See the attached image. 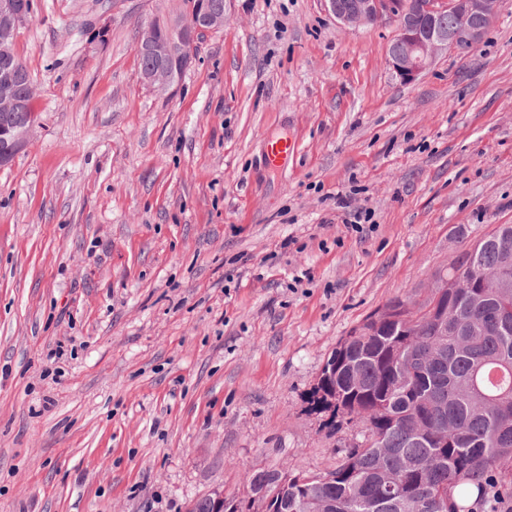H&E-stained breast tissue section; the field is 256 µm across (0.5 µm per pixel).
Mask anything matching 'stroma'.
<instances>
[{
	"instance_id": "1",
	"label": "stroma",
	"mask_w": 512,
	"mask_h": 512,
	"mask_svg": "<svg viewBox=\"0 0 512 512\" xmlns=\"http://www.w3.org/2000/svg\"><path fill=\"white\" fill-rule=\"evenodd\" d=\"M181 4L33 0L17 30L38 119L0 167V512H187L335 468L366 435L308 407L338 343L424 298L456 229L512 224V0L410 84L394 22L224 0L158 91L136 43Z\"/></svg>"
}]
</instances>
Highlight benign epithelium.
<instances>
[{"mask_svg": "<svg viewBox=\"0 0 512 512\" xmlns=\"http://www.w3.org/2000/svg\"><path fill=\"white\" fill-rule=\"evenodd\" d=\"M330 13L347 26L369 25L393 14V0H326ZM499 0H407L404 18L389 46L388 60L404 83L414 82L433 63L440 50H453L459 40L478 43L497 13ZM222 19L210 7L201 9L183 24L178 34L194 45L198 31L214 28ZM30 128L16 125L0 129V140H10L11 149L0 153V166L7 165L25 143Z\"/></svg>", "mask_w": 512, "mask_h": 512, "instance_id": "obj_1", "label": "benign epithelium"}]
</instances>
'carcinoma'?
Wrapping results in <instances>:
<instances>
[{
    "instance_id": "obj_1",
    "label": "carcinoma",
    "mask_w": 512,
    "mask_h": 512,
    "mask_svg": "<svg viewBox=\"0 0 512 512\" xmlns=\"http://www.w3.org/2000/svg\"><path fill=\"white\" fill-rule=\"evenodd\" d=\"M0 0V123L33 122V80L14 52L21 20ZM157 37L172 49L140 51L141 74L170 83L184 73L181 48L166 26ZM457 280L439 289L448 306L441 329L421 302L395 299L367 317L332 352L310 396L315 409L361 421L365 440L335 469L300 476L259 469L252 497L224 499V512H472L452 498L466 485L483 497L512 496V224H497L450 263ZM495 369L496 385L486 382Z\"/></svg>"
}]
</instances>
